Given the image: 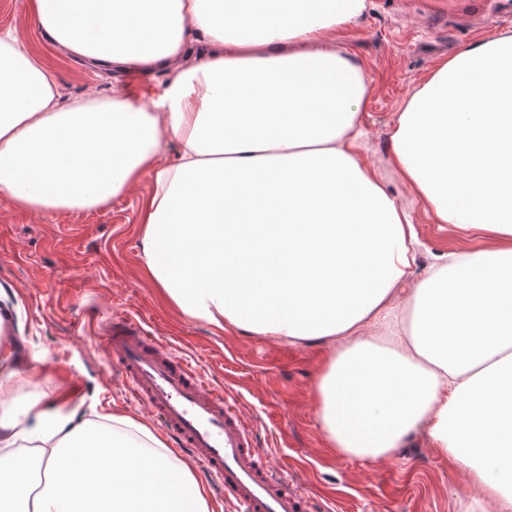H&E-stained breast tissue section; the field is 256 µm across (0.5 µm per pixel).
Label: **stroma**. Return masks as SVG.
<instances>
[{
  "mask_svg": "<svg viewBox=\"0 0 512 512\" xmlns=\"http://www.w3.org/2000/svg\"><path fill=\"white\" fill-rule=\"evenodd\" d=\"M0 0V30L17 35L55 69L62 99H105L127 75L91 66L61 48L25 7ZM512 33V0H368L338 46L367 72L366 159L408 207L418 203L389 164L388 124L417 82L442 59L480 40ZM152 180L93 210L20 209L0 192V331L30 366L23 394L76 395L87 417L118 413L162 429L107 365L92 338L112 314L142 321L237 403L258 448L287 467L310 494L311 512H466L481 492L449 466L425 432L388 459L371 462L330 448L317 419L315 388L330 355L324 343L291 344L182 313L141 260L140 212ZM419 265L481 238L416 216Z\"/></svg>",
  "mask_w": 512,
  "mask_h": 512,
  "instance_id": "obj_1",
  "label": "stroma"
}]
</instances>
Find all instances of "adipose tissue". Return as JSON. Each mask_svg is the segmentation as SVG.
I'll return each mask as SVG.
<instances>
[{
	"mask_svg": "<svg viewBox=\"0 0 512 512\" xmlns=\"http://www.w3.org/2000/svg\"><path fill=\"white\" fill-rule=\"evenodd\" d=\"M28 6L71 55L170 77L146 107L120 88L64 103L1 32L0 192L91 209L153 172L142 262L183 313L329 344L317 416L341 454L377 462L426 430L481 512H512V35L438 63L389 125L390 163L427 218L486 242L419 276L414 215L361 154L370 82L336 47L366 0ZM24 376L0 345V512H213L146 426L57 412L20 396Z\"/></svg>",
	"mask_w": 512,
	"mask_h": 512,
	"instance_id": "obj_1",
	"label": "adipose tissue"
}]
</instances>
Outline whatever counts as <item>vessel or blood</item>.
I'll use <instances>...</instances> for the list:
<instances>
[{
  "label": "vessel or blood",
  "instance_id": "vessel-or-blood-1",
  "mask_svg": "<svg viewBox=\"0 0 512 512\" xmlns=\"http://www.w3.org/2000/svg\"><path fill=\"white\" fill-rule=\"evenodd\" d=\"M107 358L117 360L134 397L156 414L174 444L241 512H304L287 468H274L223 387L209 384L184 357L138 322L113 316L101 329Z\"/></svg>",
  "mask_w": 512,
  "mask_h": 512
}]
</instances>
